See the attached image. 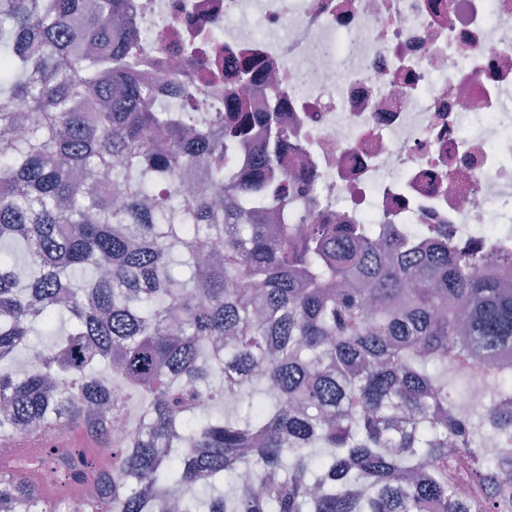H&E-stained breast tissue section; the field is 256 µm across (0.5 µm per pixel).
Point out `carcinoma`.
Masks as SVG:
<instances>
[{"mask_svg":"<svg viewBox=\"0 0 512 512\" xmlns=\"http://www.w3.org/2000/svg\"><path fill=\"white\" fill-rule=\"evenodd\" d=\"M129 0H0V512H501L512 504V285L473 250L364 224H277L279 156L224 172L248 128L154 101ZM204 180L162 194L186 166ZM111 175L109 189L79 181ZM121 192L112 204V189ZM53 338L37 359L34 326ZM27 359L21 374L12 369ZM502 390L472 421L448 367ZM209 399L199 408L200 395ZM132 428L113 440L102 409ZM82 444L58 476L60 425ZM488 429L494 456L484 451ZM249 463L262 490H248ZM227 488L205 502L192 494Z\"/></svg>","mask_w":512,"mask_h":512,"instance_id":"1","label":"carcinoma"}]
</instances>
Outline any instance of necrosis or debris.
Wrapping results in <instances>:
<instances>
[{"label": "necrosis or debris", "mask_w": 512, "mask_h": 512, "mask_svg": "<svg viewBox=\"0 0 512 512\" xmlns=\"http://www.w3.org/2000/svg\"><path fill=\"white\" fill-rule=\"evenodd\" d=\"M140 68L161 96L185 65L224 109V77L256 57L252 117L288 132L271 185L288 221L390 224L480 251L512 282V0H130ZM263 29L247 30L248 19Z\"/></svg>", "instance_id": "1"}]
</instances>
